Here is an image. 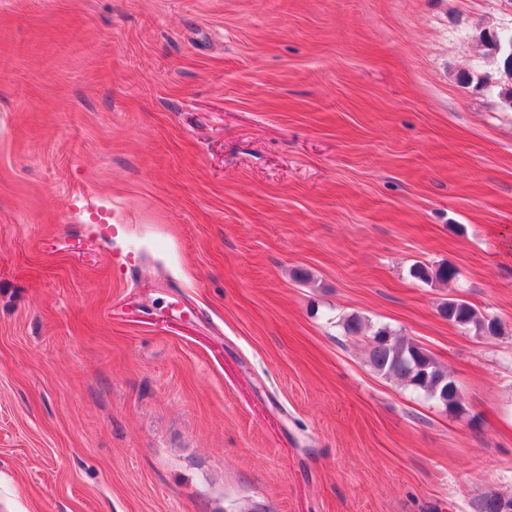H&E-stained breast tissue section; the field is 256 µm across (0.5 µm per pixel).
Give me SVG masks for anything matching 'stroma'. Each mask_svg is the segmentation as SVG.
<instances>
[{
	"label": "stroma",
	"instance_id": "stroma-1",
	"mask_svg": "<svg viewBox=\"0 0 512 512\" xmlns=\"http://www.w3.org/2000/svg\"><path fill=\"white\" fill-rule=\"evenodd\" d=\"M492 27L512 0H0V512L512 495ZM351 316L426 348L464 414L375 372ZM411 275L413 278L424 283H429L433 278L440 283H448L457 278L458 272L449 264L441 265L435 271H432L427 265L417 262L411 268ZM440 312L449 323L459 327L473 328L479 336H499L503 329L501 321L496 317L480 312L464 299L449 297L443 302Z\"/></svg>",
	"mask_w": 512,
	"mask_h": 512
}]
</instances>
